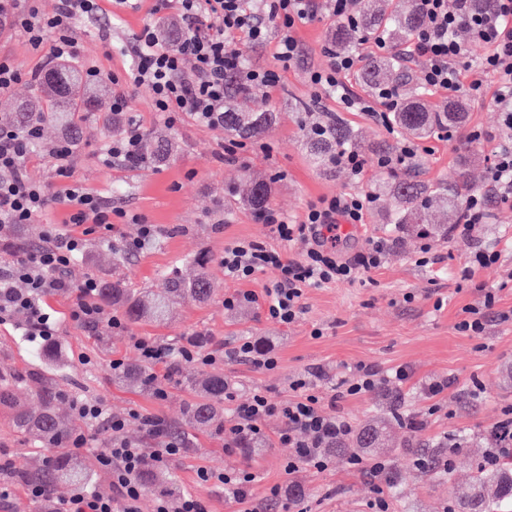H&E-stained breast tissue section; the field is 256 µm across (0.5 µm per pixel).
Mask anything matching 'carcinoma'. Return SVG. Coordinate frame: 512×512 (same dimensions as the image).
Here are the masks:
<instances>
[{"label": "carcinoma", "mask_w": 512, "mask_h": 512, "mask_svg": "<svg viewBox=\"0 0 512 512\" xmlns=\"http://www.w3.org/2000/svg\"><path fill=\"white\" fill-rule=\"evenodd\" d=\"M421 25L422 17L416 0H396L392 7L385 0H360L357 21L336 22L331 43L338 51L355 52L361 45L382 38L395 48L411 41ZM356 80L365 89L379 90L390 83L404 87L409 83V75L400 54L394 51L380 57L364 56ZM225 86L224 133L251 139L277 125V112L240 110L238 100L248 97L249 91L236 76H228ZM426 95L428 91L424 86L409 89L390 114L393 127L418 138H427L445 126L451 128L466 123L469 108L464 99H452L442 111L433 112L424 101ZM100 111L101 97L90 90L83 69L74 62L62 61L59 69L48 71L34 80L29 97L6 120L26 131L40 132L48 126H57L77 148L81 145L82 122ZM361 140V133L354 128L334 123L326 126L323 133H309L307 145L312 160L323 165L333 150H353ZM170 155L168 139L148 133L132 167H159L169 160ZM464 186H469L467 168L460 169L454 182L446 187L421 184L406 177L385 178L373 196L375 201L390 206L393 223L427 224L432 226L433 233L446 235L448 229L435 220L443 214L451 220L459 213L461 188ZM270 194V183L248 176L239 202L258 211L267 205ZM211 263V257L199 255L190 263V273H184L179 266L170 268L160 273L154 288H130L120 276L102 279L96 299L103 308L122 310L132 325L166 326L181 300L210 301L213 296L209 274ZM115 381L151 390L158 385L159 377L152 366L139 361L117 373ZM192 385L196 387L195 399L185 407L187 422L199 428H222L224 389L228 385L224 376L212 374L199 382H192ZM63 396L64 392L54 379L43 383L32 405L19 400L11 385H0V406L11 411L16 432L48 452L44 468L38 470V475L49 489L57 485L83 486L92 471L88 460L72 455L69 450L73 428L58 411ZM379 438L378 427L368 424L359 433L355 447L374 448ZM509 507L512 508V461L493 467L479 465L469 495L459 503V512H507Z\"/></svg>", "instance_id": "carcinoma-1"}]
</instances>
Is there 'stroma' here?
<instances>
[{
    "label": "stroma",
    "instance_id": "stroma-1",
    "mask_svg": "<svg viewBox=\"0 0 512 512\" xmlns=\"http://www.w3.org/2000/svg\"><path fill=\"white\" fill-rule=\"evenodd\" d=\"M151 0H139L137 8H122L105 0L103 24L112 30L111 43L95 34H82L76 62L81 67H97L103 74H124L131 63L129 48L148 16ZM331 19L299 26L296 37L302 46L301 63L283 72L280 87L265 92L252 90V101L280 113L279 124L260 137L261 148L236 160H216L228 136L223 129L209 128L186 118L166 126L154 112L147 88L132 97L125 123L140 126L149 133H161L170 140L169 161L160 167L133 169L105 167L100 160L107 133L100 120L90 119L79 149L72 153L73 177L88 191L102 196L106 204L143 215L159 229V245L135 252L122 266L115 265L102 232L87 237V248L70 266L68 277L80 282L87 276L111 278L120 274L134 288H151L161 271L182 264L190 257H214L212 276L215 294L207 303L192 300L178 306L172 321L164 327L139 325L113 333L100 328H84L69 318L72 297L59 294L46 303L55 323V334L47 340L33 341L25 334L22 316L0 322V378L13 384L17 395L27 399L38 389L43 376H56L65 400L62 413L75 432L85 434L91 445H99L104 434L99 425L85 422L72 403L75 399L101 402L109 412L126 415L136 409L162 416L173 435L184 438L185 454L174 463L178 475L176 491L200 498L208 512H366L370 487L366 477L347 465V456L337 453L330 469L318 472L303 468L286 474L283 465L289 451L274 436L282 425L280 417L264 422L267 437L250 454L241 449L225 451L223 433L187 425L182 407L192 400L187 377L205 376V368L181 364L178 372L164 374L165 398L138 387L115 383L112 362L136 358L133 339L153 338L160 345L177 350L192 336H208V349L232 348L240 337L264 341L278 358L272 371H260L247 364L227 361L217 371L232 385L237 401L254 391L269 392L274 400L288 401L293 396L289 381L298 374L317 370V390L330 397L339 380L365 363L382 371L406 367V380H389L385 389L372 394L349 396L338 403L339 411L355 427L380 422L386 428L382 447L363 448L364 459L381 457L391 471L388 487L392 512H442L456 505L468 486L475 466L485 453L484 437L497 422L504 407L512 406V321L503 322L499 313L512 312V208H495L491 223L478 225L472 236L455 234L431 237L429 264H419L420 237L413 225L393 224L381 205H372L365 217L362 234L338 241V248L351 255L359 251L368 237L391 240L384 265L365 273L351 284H333L308 289L303 299L304 312L293 324L284 326L271 320L264 306L246 303L235 310L224 307L226 295L252 291L262 293L272 276L261 273L248 282L225 278L220 258L227 243L255 239L273 247H286L298 255L299 245H282L268 225L258 220L255 211L230 204L229 192L244 176L270 180L268 205L288 221H301L308 205L324 196L350 191L353 187L346 169L337 164L321 167L311 161L306 134L312 125L339 120L359 128L363 134L361 154L370 161L365 190H372L380 173L374 161L378 153L396 152L406 132L388 133L365 115L348 111L333 98L312 100L307 82L310 67L324 64L322 48L329 42ZM0 55L14 59L22 80L9 92L0 94V114L11 111L28 94L31 73L40 60L24 38L8 29L0 30ZM492 91L479 98H468L469 120L452 137L434 135L425 139V149L409 166L398 167L399 175L426 184L451 182L462 167L470 163L472 190L484 189L488 156L492 149L487 135H499V114L491 103ZM485 137L469 140L470 130ZM499 253L496 265L469 270L467 254L475 247ZM498 297L495 315L489 316L483 335L467 336L457 324L462 310L475 304L480 289ZM322 336H313V329ZM54 348L63 364L62 371L52 365H38L36 349ZM444 379L448 389L441 404L448 411L431 418L424 431L410 433L395 423L396 411L423 412L432 401L424 391L426 382ZM460 447L448 452L449 439ZM451 453L452 479L440 477L438 470L417 468L416 455ZM42 449L24 441L15 431L9 410L0 408V485L9 496L0 501V512H42V502L27 493V481L39 468ZM213 470L245 469L256 477L254 495L248 502L236 501L223 488L199 483L198 467ZM298 483L303 488L300 501L282 504L266 500L265 491L275 484Z\"/></svg>",
    "mask_w": 512,
    "mask_h": 512
}]
</instances>
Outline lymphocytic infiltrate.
Returning a JSON list of instances; mask_svg holds the SVG:
<instances>
[{
	"label": "lymphocytic infiltrate",
	"instance_id": "obj_1",
	"mask_svg": "<svg viewBox=\"0 0 512 512\" xmlns=\"http://www.w3.org/2000/svg\"><path fill=\"white\" fill-rule=\"evenodd\" d=\"M263 4L265 14L260 17L251 9L249 0H155L152 14L175 12L185 38L175 45L161 38L153 25H144L136 38L133 63L120 89L112 94V111L127 112L131 91L144 87L151 94L155 111L168 125L188 116L202 125L221 127L227 76H237L258 89L277 88L279 70L289 69L299 60L297 28L325 18L353 19L359 0H263ZM417 5L423 25L408 54L422 61L424 85L452 95L462 91L478 95L485 78H493L496 84L494 99L504 138L490 154L487 181L500 202L512 204V0H417ZM100 12L99 0H57L50 14L41 13L36 0H0V23L8 22L33 51L51 59L77 56L82 26L97 23ZM272 27L281 33L274 51L275 67L245 66L240 41H265ZM461 29L467 31L471 43L485 49L478 65L462 61L465 48L456 37ZM97 35L104 42L111 39L110 29L101 25ZM326 57L325 65L308 72L313 92L337 94L346 108L364 112L376 124L388 125L389 112L397 105L396 90L382 89L375 102H368L344 83L345 77L360 66L361 56L330 50ZM39 140L37 132L24 133L0 123L1 225L35 224L50 212L62 210L67 214V223L77 228L88 224L92 229L116 234L120 223L131 222L139 227L137 244L155 238L156 225L144 217L112 210L74 179L68 140H58L48 148L56 162L58 182L34 179L27 162ZM334 161L351 175L355 184L352 191L320 198L297 224L288 223L274 212L260 214L281 241L300 243L298 255H287L253 239H240L224 247L221 262L229 279L246 282L257 274L272 273L273 279L264 289L265 306L269 318L282 325L299 319L306 289L355 282L364 273L381 267L391 248L388 240L372 237L354 255H343L338 249V225L363 223L373 198L362 186L368 164L362 154L342 150ZM85 248L84 235L64 234L51 226L43 232L40 246L14 255L8 265L0 266V320L21 311L26 315L30 336H51L54 323L42 300L68 292L74 296L69 310L72 321L93 330L104 326L125 331V322L118 313L106 311L96 303V278L75 284L67 277L71 263ZM179 355L185 362L203 367L235 360L270 371L278 364L276 356L248 337L224 353L204 352L192 343L180 348ZM289 387L294 396L285 403L273 401L266 392L255 391L235 407L233 423L226 434L234 441L262 440L266 417L279 415L282 427L277 441L291 450L286 472L291 474L302 468L326 471L332 463V446L348 440L354 426L349 418L337 413L335 402H323L316 394L312 375L297 377ZM73 408L85 421L105 424V440L93 449V455L109 474L112 492L107 496L76 492L60 512H139L143 470L165 467L180 459L185 451L183 441L173 438L166 421L156 415L133 410L116 416L107 413L97 401H77ZM132 420L139 421L144 442L126 438L125 429Z\"/></svg>",
	"mask_w": 512,
	"mask_h": 512
}]
</instances>
